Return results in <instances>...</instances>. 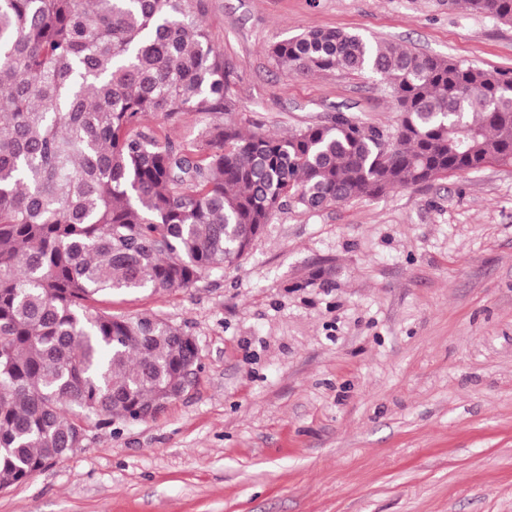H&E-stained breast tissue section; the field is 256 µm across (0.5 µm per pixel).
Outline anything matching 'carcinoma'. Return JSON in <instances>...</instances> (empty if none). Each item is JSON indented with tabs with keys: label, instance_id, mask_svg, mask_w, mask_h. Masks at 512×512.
<instances>
[{
	"label": "carcinoma",
	"instance_id": "cac0c4a2",
	"mask_svg": "<svg viewBox=\"0 0 512 512\" xmlns=\"http://www.w3.org/2000/svg\"><path fill=\"white\" fill-rule=\"evenodd\" d=\"M512 24V0H448ZM204 0H0V489L86 428L143 421L197 366L179 326L115 295L193 287L240 264L276 211H310L512 162V72L340 30L271 47L300 73L370 72L400 124L342 112L288 137L214 123L224 62ZM155 115L162 122L149 127ZM213 120L214 118L206 113H191L185 115L180 122L169 125L170 137L175 140H190Z\"/></svg>",
	"mask_w": 512,
	"mask_h": 512
}]
</instances>
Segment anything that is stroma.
I'll return each mask as SVG.
<instances>
[{
  "label": "stroma",
  "instance_id": "obj_1",
  "mask_svg": "<svg viewBox=\"0 0 512 512\" xmlns=\"http://www.w3.org/2000/svg\"><path fill=\"white\" fill-rule=\"evenodd\" d=\"M224 121L397 126L369 73L282 68L341 30L512 71V24L448 0H205ZM112 313L185 327L197 376L145 421L0 490V512H512V163L278 210L239 267Z\"/></svg>",
  "mask_w": 512,
  "mask_h": 512
}]
</instances>
